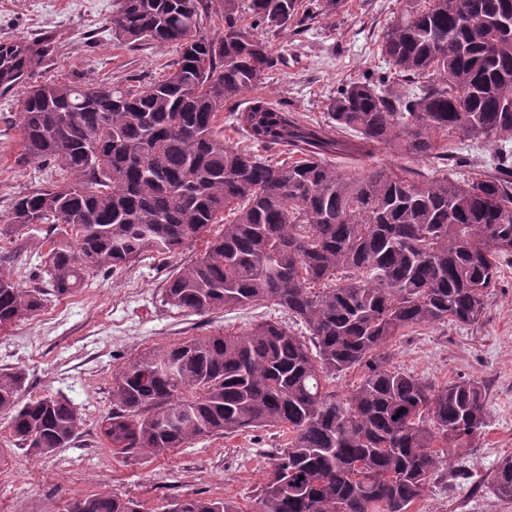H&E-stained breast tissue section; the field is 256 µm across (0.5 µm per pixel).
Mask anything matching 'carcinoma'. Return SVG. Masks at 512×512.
I'll return each instance as SVG.
<instances>
[{
  "mask_svg": "<svg viewBox=\"0 0 512 512\" xmlns=\"http://www.w3.org/2000/svg\"><path fill=\"white\" fill-rule=\"evenodd\" d=\"M298 8L117 0L113 39L179 50L162 79L136 84L39 81L51 39L0 43V90L21 92L16 165H48L65 178L31 186L0 215L16 234L48 225L49 242L34 269L24 244L0 268V329L98 274L204 238L164 280L165 306L202 316L269 304L307 334L264 320L126 359L102 420L112 452L159 455L202 437L285 428L290 438L270 455L254 512H334L338 503L411 512L487 424L483 383L436 386L391 367L386 348L412 327L478 322L500 260L512 258V151L500 148L512 141V0H402L380 43L388 71L338 88L329 123L256 100L237 114L248 145L224 142V105L279 62L258 30L288 28ZM214 16L224 30H207ZM454 131L498 147L494 168L457 182L421 180L406 167L349 178L328 161L381 145L446 161L438 140ZM347 132L355 141L342 139ZM26 273L27 288L16 280ZM355 369L362 376L350 392L329 387ZM26 383L23 369H0L13 445L40 455L71 447L80 409L59 396L25 400ZM484 482L512 501V456ZM65 512L138 510L103 491ZM169 512L245 510L201 496Z\"/></svg>",
  "mask_w": 512,
  "mask_h": 512,
  "instance_id": "obj_1",
  "label": "carcinoma"
}]
</instances>
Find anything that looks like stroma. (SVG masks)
Masks as SVG:
<instances>
[{
	"instance_id": "35a3bbf8",
	"label": "stroma",
	"mask_w": 512,
	"mask_h": 512,
	"mask_svg": "<svg viewBox=\"0 0 512 512\" xmlns=\"http://www.w3.org/2000/svg\"><path fill=\"white\" fill-rule=\"evenodd\" d=\"M288 29L266 36L283 63L258 88L259 96L301 118L327 123V104L343 84L384 71L379 44L396 0H298ZM115 0H0V41L51 36L55 51L42 79L88 75L107 85L132 78H162L174 61L172 47L134 49L113 40L106 25ZM20 96L0 92V212L31 183L55 180L51 170L14 159L21 148ZM338 168L408 166L430 175L429 161L382 148ZM148 258L121 271L91 278L79 292L49 302L35 317L0 330V368H24L25 398L63 396L85 418L72 447L51 455L16 448L0 419V512H64L73 499L103 491L122 494L139 512H167L177 499L223 497L250 512L265 479L269 452L286 434L265 428L233 437L211 436L154 456L113 454L101 420L112 410V378L123 362L152 346L226 329L240 331L262 318H279L262 304L204 316L168 309L160 300L167 275L194 253ZM485 314L468 327L424 326L389 348L393 366L437 385L481 381L488 426L476 445L453 453L447 481L430 486L411 512H512L478 483L500 458L512 455V261L502 260Z\"/></svg>"
}]
</instances>
